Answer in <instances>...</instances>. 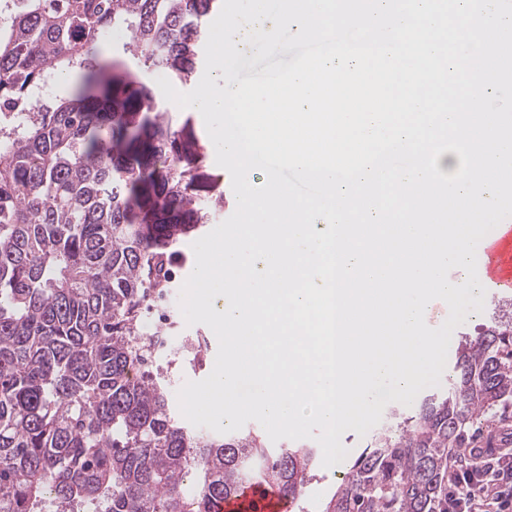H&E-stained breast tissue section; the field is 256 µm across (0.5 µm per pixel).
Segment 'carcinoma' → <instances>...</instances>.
Returning a JSON list of instances; mask_svg holds the SVG:
<instances>
[{
    "label": "carcinoma",
    "instance_id": "cac0c4a2",
    "mask_svg": "<svg viewBox=\"0 0 512 512\" xmlns=\"http://www.w3.org/2000/svg\"><path fill=\"white\" fill-rule=\"evenodd\" d=\"M0 32V111L42 73L83 74L0 150V512H215L244 482L297 506L318 467L305 443L201 434L140 372L138 302L162 290L168 249L224 203L200 139L152 90L95 48L114 26L147 68L187 82L221 0H10ZM512 403V321L463 336L448 390L391 412L352 457L323 512H448V459L481 462L474 438Z\"/></svg>",
    "mask_w": 512,
    "mask_h": 512
}]
</instances>
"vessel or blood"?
<instances>
[{
  "label": "vessel or blood",
  "instance_id": "b4317fda",
  "mask_svg": "<svg viewBox=\"0 0 512 512\" xmlns=\"http://www.w3.org/2000/svg\"><path fill=\"white\" fill-rule=\"evenodd\" d=\"M477 275L489 297L512 293V224L497 225L476 249ZM222 512H291L279 491L251 484L238 497L222 504Z\"/></svg>",
  "mask_w": 512,
  "mask_h": 512
}]
</instances>
